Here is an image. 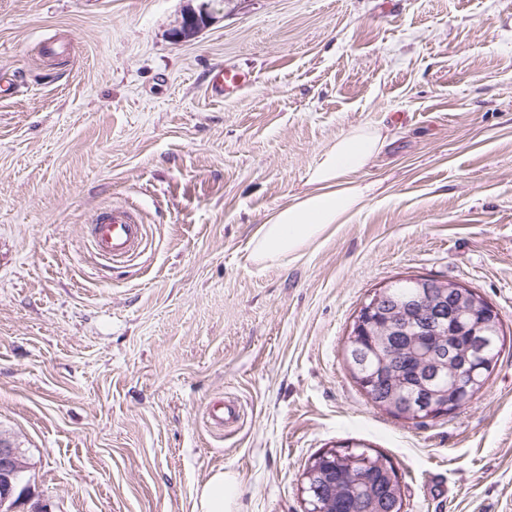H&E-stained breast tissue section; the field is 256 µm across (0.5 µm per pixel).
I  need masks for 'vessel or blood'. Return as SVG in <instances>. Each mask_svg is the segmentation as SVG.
<instances>
[{
  "label": "vessel or blood",
  "mask_w": 512,
  "mask_h": 512,
  "mask_svg": "<svg viewBox=\"0 0 512 512\" xmlns=\"http://www.w3.org/2000/svg\"><path fill=\"white\" fill-rule=\"evenodd\" d=\"M145 228L134 209L117 207L98 213L92 221V242L98 255L112 263H125L145 247Z\"/></svg>",
  "instance_id": "1"
}]
</instances>
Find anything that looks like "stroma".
Wrapping results in <instances>:
<instances>
[{
  "instance_id": "1",
  "label": "stroma",
  "mask_w": 512,
  "mask_h": 512,
  "mask_svg": "<svg viewBox=\"0 0 512 512\" xmlns=\"http://www.w3.org/2000/svg\"><path fill=\"white\" fill-rule=\"evenodd\" d=\"M0 0V435L52 512H304L314 456L357 441L404 512H512V0ZM250 74L236 95L215 71ZM387 144L354 219L298 260L256 224L351 127ZM129 206L124 264L87 227ZM464 283L505 342L473 401L416 426L368 402L344 347L398 276ZM241 405L239 427L211 406ZM444 483L445 496L428 493ZM92 242L98 255L114 263H125L145 247V228L135 210L117 207L98 213L92 220ZM238 480L219 470L202 484L195 497L193 512H234L238 494Z\"/></svg>"
}]
</instances>
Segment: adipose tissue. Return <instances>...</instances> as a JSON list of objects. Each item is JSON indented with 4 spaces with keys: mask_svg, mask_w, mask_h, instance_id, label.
<instances>
[{
    "mask_svg": "<svg viewBox=\"0 0 512 512\" xmlns=\"http://www.w3.org/2000/svg\"><path fill=\"white\" fill-rule=\"evenodd\" d=\"M385 142L380 129L367 125L352 127L338 137L311 169L306 190L256 225L248 244L250 259L261 265L299 259L306 247L323 240L334 225L348 223L368 191L359 177ZM237 494V478L216 471L198 491L193 512H234Z\"/></svg>",
    "mask_w": 512,
    "mask_h": 512,
    "instance_id": "ef3b65f1",
    "label": "adipose tissue"
}]
</instances>
